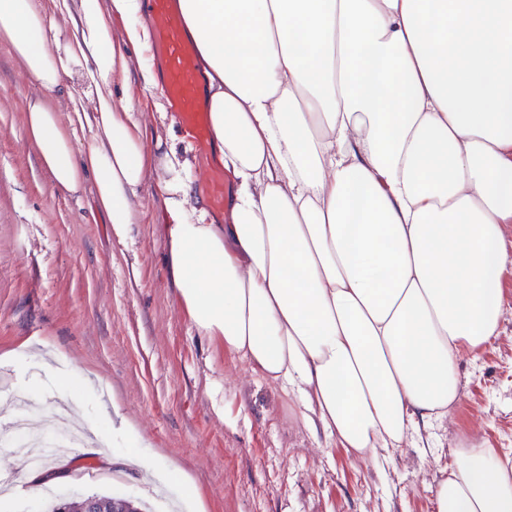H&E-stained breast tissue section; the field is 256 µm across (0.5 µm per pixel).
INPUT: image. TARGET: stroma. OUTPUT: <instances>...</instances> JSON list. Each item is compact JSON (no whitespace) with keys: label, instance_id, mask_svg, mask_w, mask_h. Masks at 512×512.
Here are the masks:
<instances>
[{"label":"stroma","instance_id":"obj_1","mask_svg":"<svg viewBox=\"0 0 512 512\" xmlns=\"http://www.w3.org/2000/svg\"><path fill=\"white\" fill-rule=\"evenodd\" d=\"M136 120L149 148L170 142L141 92ZM36 88L0 43V407L13 395L66 403L74 427L105 433L99 457L56 438L48 467L70 471L56 494H117L153 512H433L443 470L468 437L512 459V268L503 277L499 336L462 358L460 396L386 461L353 457L304 422L287 396L218 336L190 320L167 265L160 187L149 174L138 221L117 238L92 190L56 189L24 121ZM84 375L67 385L64 374Z\"/></svg>","mask_w":512,"mask_h":512}]
</instances>
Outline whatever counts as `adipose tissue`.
I'll list each match as a JSON object with an SVG mask.
<instances>
[{"instance_id": "1", "label": "adipose tissue", "mask_w": 512, "mask_h": 512, "mask_svg": "<svg viewBox=\"0 0 512 512\" xmlns=\"http://www.w3.org/2000/svg\"><path fill=\"white\" fill-rule=\"evenodd\" d=\"M180 3L230 181L225 218L193 199L187 154L150 153L115 90L128 47L150 39L144 0H0V41L40 91L26 123L52 185H91L121 235L157 169L169 275L197 329L341 447H400L453 408L459 358L500 333L512 0ZM433 509L512 512V464L465 442Z\"/></svg>"}]
</instances>
